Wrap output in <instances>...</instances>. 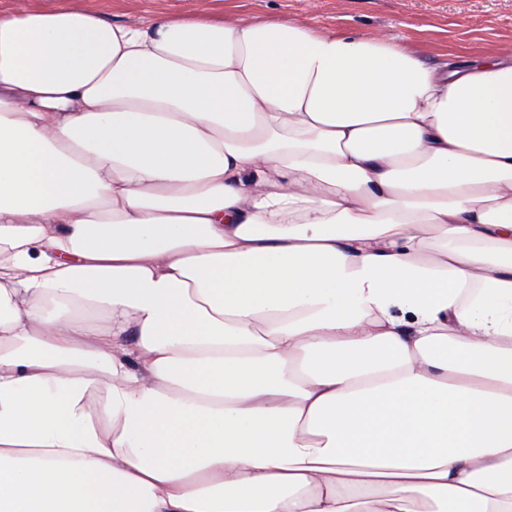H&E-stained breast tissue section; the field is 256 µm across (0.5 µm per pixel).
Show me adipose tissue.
Instances as JSON below:
<instances>
[{
  "label": "adipose tissue",
  "mask_w": 512,
  "mask_h": 512,
  "mask_svg": "<svg viewBox=\"0 0 512 512\" xmlns=\"http://www.w3.org/2000/svg\"><path fill=\"white\" fill-rule=\"evenodd\" d=\"M0 512H512V54L0 8Z\"/></svg>",
  "instance_id": "obj_1"
}]
</instances>
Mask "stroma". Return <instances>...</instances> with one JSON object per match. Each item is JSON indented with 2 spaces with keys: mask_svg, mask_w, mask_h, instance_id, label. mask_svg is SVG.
Returning a JSON list of instances; mask_svg holds the SVG:
<instances>
[{
  "mask_svg": "<svg viewBox=\"0 0 512 512\" xmlns=\"http://www.w3.org/2000/svg\"><path fill=\"white\" fill-rule=\"evenodd\" d=\"M134 22L163 9L192 12L196 0H86ZM213 14L292 17L326 30L405 37L430 62L465 61L474 51L512 53V0H209Z\"/></svg>",
  "mask_w": 512,
  "mask_h": 512,
  "instance_id": "35a3bbf8",
  "label": "stroma"
}]
</instances>
